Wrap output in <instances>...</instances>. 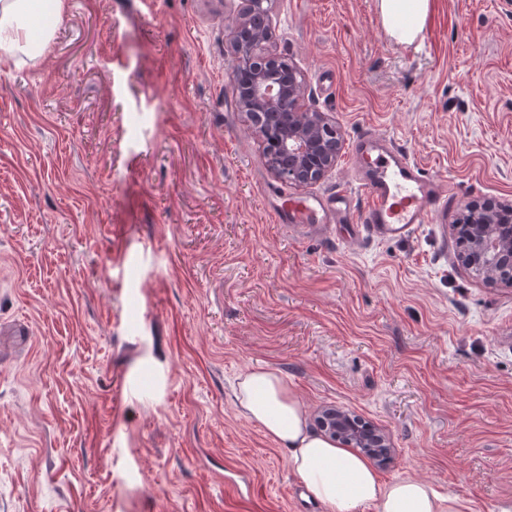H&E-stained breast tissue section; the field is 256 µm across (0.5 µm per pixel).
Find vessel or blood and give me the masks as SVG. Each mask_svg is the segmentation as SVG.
<instances>
[{"mask_svg": "<svg viewBox=\"0 0 512 512\" xmlns=\"http://www.w3.org/2000/svg\"><path fill=\"white\" fill-rule=\"evenodd\" d=\"M355 172L365 196L353 232L378 239L409 236L418 225L436 223L443 216L450 188L429 176L390 139L370 133L355 140ZM315 213L313 199L281 203L274 209L276 223L298 224Z\"/></svg>", "mask_w": 512, "mask_h": 512, "instance_id": "1", "label": "vessel or blood"}]
</instances>
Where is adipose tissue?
Listing matches in <instances>:
<instances>
[{
  "label": "adipose tissue",
  "mask_w": 512,
  "mask_h": 512,
  "mask_svg": "<svg viewBox=\"0 0 512 512\" xmlns=\"http://www.w3.org/2000/svg\"><path fill=\"white\" fill-rule=\"evenodd\" d=\"M65 0H0V54L29 59L44 53L53 39ZM387 32L400 43L412 42L422 30L429 0H379ZM48 13L51 24L32 30L29 19ZM240 411L288 449L293 469L329 512H464L461 498H443L425 481L399 478L383 483L363 457L312 434L303 406L283 376L257 368L241 375L235 391Z\"/></svg>",
  "instance_id": "obj_1"
}]
</instances>
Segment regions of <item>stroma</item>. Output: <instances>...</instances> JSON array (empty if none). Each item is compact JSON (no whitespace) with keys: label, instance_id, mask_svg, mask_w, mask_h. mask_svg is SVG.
<instances>
[{"label":"stroma","instance_id":"stroma-1","mask_svg":"<svg viewBox=\"0 0 512 512\" xmlns=\"http://www.w3.org/2000/svg\"><path fill=\"white\" fill-rule=\"evenodd\" d=\"M238 7L67 0L43 56L0 57V512H290L289 453L234 399L254 368L383 431L382 482L512 512V287L452 225L512 208V0H430L409 45L377 0H274L270 46L343 140L304 188L233 96ZM367 130L451 182L448 223H276L290 197L359 210Z\"/></svg>","mask_w":512,"mask_h":512}]
</instances>
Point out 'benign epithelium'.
Masks as SVG:
<instances>
[{
  "label": "benign epithelium",
  "mask_w": 512,
  "mask_h": 512,
  "mask_svg": "<svg viewBox=\"0 0 512 512\" xmlns=\"http://www.w3.org/2000/svg\"><path fill=\"white\" fill-rule=\"evenodd\" d=\"M274 0H241L230 28V85L255 134L268 142L279 129L275 150L264 159L274 175L295 187L321 180L336 165L342 141L325 113L306 107L300 72L268 44L265 26ZM499 212L491 207L469 211L470 241L462 262L477 275L512 285V235L504 236ZM318 430L350 448L368 449L377 460L392 457L388 439L361 426L351 413L334 409L318 419Z\"/></svg>",
  "instance_id": "1"
}]
</instances>
